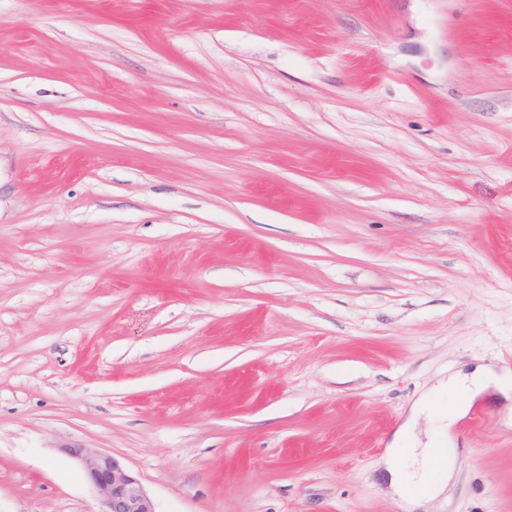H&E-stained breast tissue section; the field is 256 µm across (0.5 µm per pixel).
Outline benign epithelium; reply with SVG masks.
Segmentation results:
<instances>
[{
  "instance_id": "7a95c632",
  "label": "benign epithelium",
  "mask_w": 512,
  "mask_h": 512,
  "mask_svg": "<svg viewBox=\"0 0 512 512\" xmlns=\"http://www.w3.org/2000/svg\"><path fill=\"white\" fill-rule=\"evenodd\" d=\"M66 452L79 460L94 488L103 497V512H156L154 503L133 476L110 453L74 447Z\"/></svg>"
}]
</instances>
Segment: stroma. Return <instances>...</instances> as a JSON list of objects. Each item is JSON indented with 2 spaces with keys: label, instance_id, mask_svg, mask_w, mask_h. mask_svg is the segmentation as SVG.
Segmentation results:
<instances>
[{
  "label": "stroma",
  "instance_id": "1",
  "mask_svg": "<svg viewBox=\"0 0 512 512\" xmlns=\"http://www.w3.org/2000/svg\"><path fill=\"white\" fill-rule=\"evenodd\" d=\"M512 374V0H0V512H404ZM447 509L512 512V410ZM491 389L500 392L508 400H510L511 393L512 400V376L511 378L500 376L490 368H483L470 379L451 378L447 381H440L415 402L409 421L397 433L391 444L390 454L384 461L389 485L410 505L419 506L444 491L454 472L455 448H457L450 429L457 420L467 415L476 400ZM448 390L458 391L462 394L460 399L441 415L442 434L446 439L448 438V447L420 448L418 454L407 455L408 449L415 451L417 448L403 447L405 435L413 431L416 419L420 415L430 413L433 410L434 401L448 394ZM426 473H435L436 481L424 493H409V488ZM103 497V512H156L154 503L133 476L110 453L96 448H68Z\"/></svg>",
  "mask_w": 512,
  "mask_h": 512
}]
</instances>
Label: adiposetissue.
Wrapping results in <instances>:
<instances>
[{"mask_svg":"<svg viewBox=\"0 0 512 512\" xmlns=\"http://www.w3.org/2000/svg\"><path fill=\"white\" fill-rule=\"evenodd\" d=\"M451 390L460 392L461 397L441 416L442 429L446 432L450 431L457 420L465 417L472 404L486 392L495 390L506 396L512 394V377H504L492 369L484 368L469 378H452L439 382L415 402L412 417L430 413L435 400L444 397ZM455 456L456 450L451 446L424 448L419 453L411 454L404 447L402 437L395 438L390 454L384 461L389 484L410 505H421L444 491L454 472ZM426 473L435 474V482L424 493H411V486Z\"/></svg>","mask_w":512,"mask_h":512,"instance_id":"adipose-tissue-1","label":"adipose tissue"}]
</instances>
